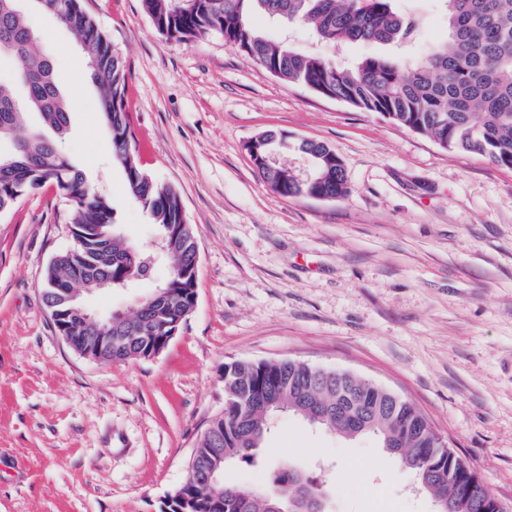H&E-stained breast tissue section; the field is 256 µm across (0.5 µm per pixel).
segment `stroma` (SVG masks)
Segmentation results:
<instances>
[{
    "instance_id": "35a3bbf8",
    "label": "stroma",
    "mask_w": 512,
    "mask_h": 512,
    "mask_svg": "<svg viewBox=\"0 0 512 512\" xmlns=\"http://www.w3.org/2000/svg\"><path fill=\"white\" fill-rule=\"evenodd\" d=\"M126 64L140 164L179 193L198 243L197 303L158 355L98 362L56 332L43 301L53 256L74 245L70 205L53 185L0 213V512H161L224 409V366L297 360L368 378L412 402L512 512V168L444 150L380 115L277 79L221 34L162 35L143 0H84ZM62 90L86 77L75 36L33 18ZM62 141L111 200L126 237L157 228L127 194L86 85ZM285 134L322 142L347 190L286 198L246 150ZM168 276L156 261L133 288L94 292L98 311L131 310ZM369 435L354 439L293 414L253 464L229 469L268 486L282 460L332 473L329 512H434Z\"/></svg>"
}]
</instances>
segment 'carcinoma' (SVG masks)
Returning <instances> with one entry per match:
<instances>
[{"mask_svg": "<svg viewBox=\"0 0 512 512\" xmlns=\"http://www.w3.org/2000/svg\"><path fill=\"white\" fill-rule=\"evenodd\" d=\"M157 30L183 41L217 32L259 63L272 76L315 93L344 101L362 112H374L394 124L425 136L443 149L485 157L512 168V0H437L448 35L415 56L400 48L420 36L425 17L400 12L395 0H143ZM35 10L52 15L79 39L91 81L99 88L101 120L112 143V158L124 169L129 197L139 204L166 237L170 291L166 321L189 316V284L197 242L193 228L167 237L183 223L182 202L173 188L155 182L140 167L128 126L124 93L128 73L111 41L87 14L83 0H33ZM313 31L329 44L385 45L392 52H370L340 68L330 59L302 52L283 38L273 39L254 27L252 17ZM32 19L20 0H0V62L10 67L0 80V213L17 200L55 185L70 202L72 248L56 254L47 266L43 289L68 293L93 290L94 282L112 278L128 288L150 271L154 251L126 239L114 220L112 203L99 195L84 174L60 153L56 143L70 124V106L54 78L51 59L31 39ZM25 95L19 103L15 86ZM41 117L56 138L30 129L21 107ZM301 153L318 157V175L297 182L285 170L259 174L284 197L343 196L347 181L336 174V154L324 143L303 140ZM136 326L139 335L164 336L156 296L136 301L128 317L112 314V360L144 358L142 347L124 340ZM360 376L323 381L300 362L234 361L224 364V412L200 435L199 459L209 456L214 440L224 439L222 471L237 462L254 461L275 416L293 412L310 424L345 437L375 436L418 490L437 510L459 493L448 480V448L411 402ZM272 489L255 490L220 479L181 484L167 496L165 512H301L297 502L316 496L322 482L290 462L279 464Z\"/></svg>", "mask_w": 512, "mask_h": 512, "instance_id": "obj_1", "label": "carcinoma"}]
</instances>
